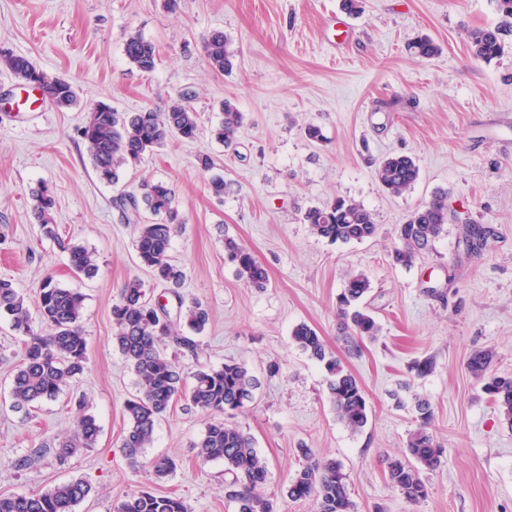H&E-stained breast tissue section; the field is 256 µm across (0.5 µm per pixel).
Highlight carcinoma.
Masks as SVG:
<instances>
[{
  "mask_svg": "<svg viewBox=\"0 0 512 512\" xmlns=\"http://www.w3.org/2000/svg\"><path fill=\"white\" fill-rule=\"evenodd\" d=\"M507 35L508 30L500 26L474 31L473 55L487 61L497 58L504 51ZM410 50L419 57L431 58L438 54L439 46L430 37L421 36L411 43ZM123 51L138 71L150 73L156 68V47L141 34H129ZM203 53L213 72L222 73L233 67L234 53L222 31H213L204 39ZM0 68L41 89L45 99L61 108L78 102L76 89L69 81L38 68L24 55L0 47ZM196 97L193 92L181 93L165 112H119L108 104H96L88 113L80 136L87 144L98 178L114 185L123 170L139 165L146 155L168 141L195 138L199 132V113L192 101ZM222 114V120L211 134L217 142L228 146L245 116L229 100L224 101ZM376 177L386 192L399 196L418 180L419 168L409 156L388 155L378 163ZM35 198L34 218L46 228L54 223L53 199L46 188L38 190ZM122 202L134 221L141 263L151 270L157 282L179 284L184 273L171 262L170 247L175 228L184 219L174 191L161 182H146L142 184L141 198H124ZM142 205L155 217L154 221H139ZM303 221L314 236L331 243L362 242L378 234L373 214L350 198L337 197L325 205L311 207L305 211ZM447 224V192L440 191L416 208L404 223L396 225V262L404 266L412 264L420 251L440 237ZM59 243L68 252L70 265L76 272L87 277L94 275L96 260L92 252L81 245H66L62 239ZM224 251L240 281L253 288L266 285L267 270L249 248L227 238ZM369 291L370 281L365 274L353 273L337 298L341 339L349 351L379 334L375 318L361 305ZM178 304L180 323L177 324L169 319L165 307L146 299L140 280L130 279L120 288L119 299L112 307V347L122 355L138 386V394L125 404L128 428L121 441L122 453L131 464H137L143 450L154 441L158 420L183 396L193 407L213 415V421L195 447L202 461L224 462L228 498L235 503L237 512H277L276 503L262 493L268 469L254 448L252 437L239 426L224 422V414L240 411L253 400L257 381L245 364L227 361L197 370L191 386L185 387L182 373L168 358L164 346L171 341L197 354L196 336L204 331L209 313L198 301L187 305L180 298ZM32 306L39 318L38 329L30 312ZM83 309V294L60 287L51 277L42 281L31 304L11 281L0 279V316H8L13 329L24 337L22 356L10 384L13 410L26 413L37 403L56 400L70 381L83 373L87 361V343L81 326ZM291 337L301 351L324 364L330 376L329 399L340 419L351 430H361L368 421L361 383L307 323L295 325ZM492 358V352L477 350L469 355L466 367L472 376L484 381V388L500 408L504 422L512 427V376L488 375ZM414 409L419 424L410 434L403 456L390 459L387 466L389 482L412 504L427 495L421 473L437 470L445 454V448L430 430L429 401L414 397ZM98 434L95 419L84 415L77 419L71 439L59 443L56 452L64 457L74 452L78 444L90 448ZM50 451L49 446L42 444L18 458L15 467L28 469ZM299 452L305 463L289 481L288 498H313L317 512H353L354 504L340 464L316 457L309 448H301ZM151 468L157 478L164 479L176 470V463L162 456L152 460ZM91 492L89 482L73 478L43 493L0 494V512H74V507ZM117 512H188V508L178 497L141 492L124 499Z\"/></svg>",
  "mask_w": 512,
  "mask_h": 512,
  "instance_id": "carcinoma-1",
  "label": "carcinoma"
}]
</instances>
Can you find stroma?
Segmentation results:
<instances>
[{"label": "stroma", "instance_id": "obj_1", "mask_svg": "<svg viewBox=\"0 0 512 512\" xmlns=\"http://www.w3.org/2000/svg\"><path fill=\"white\" fill-rule=\"evenodd\" d=\"M341 0H0V47L29 57L69 80L76 107L29 102V85L0 68V278L35 298L45 277L85 297L82 325L87 368L58 400L24 414L9 398L23 339L0 317V494L43 492L72 478L93 487L75 512H116L125 496L147 491L181 497L189 512H236L224 488V464L201 463L196 442L208 418L178 400L156 428L144 462L131 468L120 448L125 403L135 377L112 348V306L125 281L140 279L149 299L201 301L210 319L199 354L168 346L185 378L200 365L246 363L258 381L253 403L226 416L255 440L265 460V493L280 512H316L314 500L287 497L302 465L298 448L340 463L355 512H512V429L473 378L471 352L492 350L490 371L512 375V44L484 61L471 52L472 30L512 25L496 0H362L352 16ZM224 31L235 54L232 71H210L202 43ZM153 42L152 73L126 60V36ZM420 35L440 47L421 58L409 50ZM193 90L202 131L174 139L126 171L117 185L100 181L78 134L88 111L106 102L121 112L166 111ZM231 101L245 121L232 146L208 130ZM322 139L306 138L307 125ZM207 154L213 172L200 169ZM414 158L419 178L400 196L377 181L379 160ZM223 175V197L209 190ZM175 191L185 222L170 255L185 278L170 295L137 259L135 233L118 205L140 193L142 180ZM55 199L58 238L33 218L32 193ZM448 194L446 231L404 267L393 259V231L437 191ZM354 199L379 226L364 242L331 243L313 236L302 215L334 197ZM490 230L473 249L466 225ZM253 251L268 272L265 288L239 281L224 258L225 239ZM92 250L98 270L74 273L60 246ZM371 284L366 301L380 324L376 340L345 351L336 297L349 274ZM301 322L315 328L329 351L362 384L368 422L350 431L327 399V373L292 342ZM434 361L416 376L413 361ZM280 370L270 374V363ZM429 400L430 429L445 447L441 468L423 473L427 496L409 504L387 479L388 459L400 456L417 426L414 397ZM100 427L94 447L34 468L14 461L30 448L72 436L77 401ZM172 457L173 476L156 480L150 462Z\"/></svg>", "mask_w": 512, "mask_h": 512}]
</instances>
